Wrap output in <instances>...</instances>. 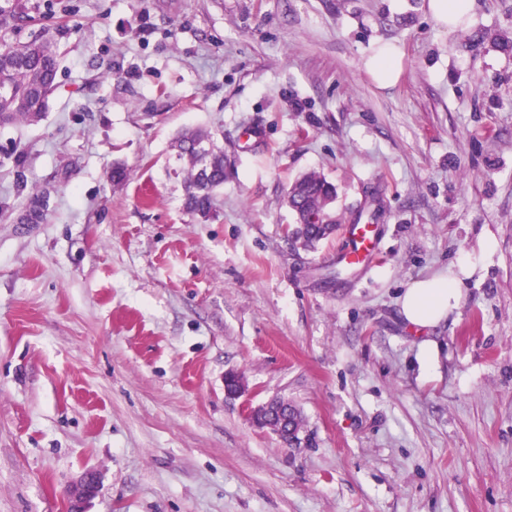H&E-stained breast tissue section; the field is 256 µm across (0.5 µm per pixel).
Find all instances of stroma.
Instances as JSON below:
<instances>
[{
    "mask_svg": "<svg viewBox=\"0 0 512 512\" xmlns=\"http://www.w3.org/2000/svg\"><path fill=\"white\" fill-rule=\"evenodd\" d=\"M34 2L59 88L0 125V512H66L90 470L86 512H512V0L452 31L428 0ZM195 128L233 164L206 219L172 148ZM309 172L339 228L307 251ZM350 224L378 238L357 269ZM438 272L459 302L414 330L402 293ZM274 397L296 445L246 416ZM364 67L379 88H389L399 77V50L385 45L365 60ZM290 188L288 197L298 208L300 221L305 224L303 229H296L293 234H301L304 237V246L312 248L328 235L325 227L320 224H311L308 218L326 209L327 201L336 197V189L316 173L304 176ZM97 483V476L93 473H88L72 488L70 502L71 512H83L82 504L95 494Z\"/></svg>",
    "mask_w": 512,
    "mask_h": 512,
    "instance_id": "1",
    "label": "stroma"
}]
</instances>
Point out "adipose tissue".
<instances>
[{"label": "adipose tissue", "instance_id": "obj_1", "mask_svg": "<svg viewBox=\"0 0 512 512\" xmlns=\"http://www.w3.org/2000/svg\"><path fill=\"white\" fill-rule=\"evenodd\" d=\"M459 290L445 276H435L412 282L401 297L405 319L419 327H433L443 321Z\"/></svg>", "mask_w": 512, "mask_h": 512}]
</instances>
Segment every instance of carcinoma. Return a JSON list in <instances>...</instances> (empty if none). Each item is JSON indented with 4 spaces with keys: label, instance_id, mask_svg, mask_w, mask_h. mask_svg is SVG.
Masks as SVG:
<instances>
[{
    "label": "carcinoma",
    "instance_id": "cac0c4a2",
    "mask_svg": "<svg viewBox=\"0 0 512 512\" xmlns=\"http://www.w3.org/2000/svg\"><path fill=\"white\" fill-rule=\"evenodd\" d=\"M34 20L29 0H0V30H18ZM58 51L55 43L40 38L27 41L0 39V124L15 121L36 123L47 109L58 87ZM178 159L185 161V207L207 218L215 207V191L224 186V149L209 131L194 130L176 141ZM336 189L316 173L291 186L288 197L298 208L304 227L294 234L304 237V246L314 247L327 238L326 228L308 218L326 209ZM45 219L43 196L29 199L22 224H39Z\"/></svg>",
    "mask_w": 512,
    "mask_h": 512
}]
</instances>
